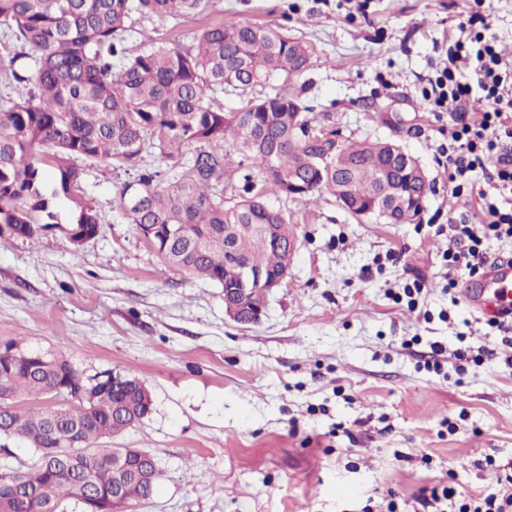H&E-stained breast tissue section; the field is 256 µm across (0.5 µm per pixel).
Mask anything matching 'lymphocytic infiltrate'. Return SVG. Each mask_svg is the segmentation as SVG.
<instances>
[{"instance_id": "lymphocytic-infiltrate-1", "label": "lymphocytic infiltrate", "mask_w": 512, "mask_h": 512, "mask_svg": "<svg viewBox=\"0 0 512 512\" xmlns=\"http://www.w3.org/2000/svg\"><path fill=\"white\" fill-rule=\"evenodd\" d=\"M488 0H473L460 34L451 38L441 69L424 99L433 112H455L448 129V171L452 191L482 173L477 192L479 219L449 226L448 265L470 275L489 263L484 243L512 240V58L502 56L486 12Z\"/></svg>"}]
</instances>
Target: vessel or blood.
I'll list each match as a JSON object with an SVG mask.
<instances>
[{
  "mask_svg": "<svg viewBox=\"0 0 512 512\" xmlns=\"http://www.w3.org/2000/svg\"><path fill=\"white\" fill-rule=\"evenodd\" d=\"M465 303L477 314L512 323V264L491 265L462 290Z\"/></svg>",
  "mask_w": 512,
  "mask_h": 512,
  "instance_id": "b4317fda",
  "label": "vessel or blood"
}]
</instances>
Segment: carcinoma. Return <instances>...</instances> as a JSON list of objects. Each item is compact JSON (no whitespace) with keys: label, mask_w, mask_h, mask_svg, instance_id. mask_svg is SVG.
Listing matches in <instances>:
<instances>
[{"label":"carcinoma","mask_w":512,"mask_h":512,"mask_svg":"<svg viewBox=\"0 0 512 512\" xmlns=\"http://www.w3.org/2000/svg\"><path fill=\"white\" fill-rule=\"evenodd\" d=\"M210 0H0V26L15 41L37 53L35 72L11 69L13 80L30 82L26 100L0 105V224L14 225L15 237L31 239L34 216L55 223L57 202L66 199L72 229L97 233L99 211L74 193L82 177L79 160L118 167L141 165L144 154L159 149L172 164L166 185L160 172L143 169L127 183L119 203L135 225L154 224V242L164 265L226 287L232 264L250 263L264 270L284 267L287 252L269 242L259 225L276 224L280 238L295 237L279 210L254 191L244 175L243 193L224 199L228 154L203 149L214 142H240L252 164L279 191L288 180L307 183L297 196L312 202L326 191L338 203L360 206L374 201L376 176L392 151L391 140L363 139L338 145L322 164L324 149L305 139L306 124L295 123L307 111L288 82L311 64L310 46L278 27L206 22L168 46L149 43L127 53L132 19L157 17L177 28L181 19L202 15ZM271 92L249 99L231 112L209 103L230 90L248 95L257 85ZM202 145L180 163L181 147ZM44 147L49 153L36 158ZM137 186L134 204L128 189ZM80 380L68 361L37 356L12 344L0 354V436H15L30 446L70 448L74 466L51 463L45 455L24 471L0 473V481L36 490V512H58L63 499L85 501L80 481L89 478L104 512H112V487L123 486L126 504L153 494L152 481L118 478L109 462L112 449L95 448L103 438L140 424L153 403L139 392L112 393V378L94 385L86 397L73 394Z\"/></svg>","instance_id":"obj_1"}]
</instances>
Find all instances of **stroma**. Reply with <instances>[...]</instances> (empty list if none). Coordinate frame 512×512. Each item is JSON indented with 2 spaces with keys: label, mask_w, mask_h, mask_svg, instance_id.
I'll return each instance as SVG.
<instances>
[{
  "label": "stroma",
  "mask_w": 512,
  "mask_h": 512,
  "mask_svg": "<svg viewBox=\"0 0 512 512\" xmlns=\"http://www.w3.org/2000/svg\"><path fill=\"white\" fill-rule=\"evenodd\" d=\"M469 0H214L225 25L280 26L313 45L292 82L313 126L341 142L394 138L432 191L420 223L361 221L331 195L306 203L258 183L292 224L288 276L255 324L224 290L167 269L119 206L131 171L81 161L79 193L103 217L0 238V348L67 360L83 378L142 381L153 410L102 448L152 454L161 477L127 512H413L439 483L455 504L498 491L512 461V344L445 289L448 222L473 215L443 167L449 113L422 90ZM419 284L407 299L402 287ZM445 351L433 356L432 343ZM492 348L460 363L457 348Z\"/></svg>",
  "instance_id": "1"
}]
</instances>
